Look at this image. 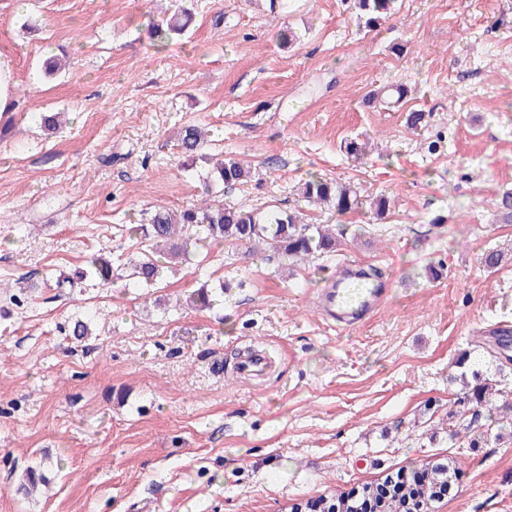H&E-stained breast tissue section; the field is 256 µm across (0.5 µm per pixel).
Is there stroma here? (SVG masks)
Masks as SVG:
<instances>
[{
	"instance_id": "stroma-1",
	"label": "stroma",
	"mask_w": 512,
	"mask_h": 512,
	"mask_svg": "<svg viewBox=\"0 0 512 512\" xmlns=\"http://www.w3.org/2000/svg\"><path fill=\"white\" fill-rule=\"evenodd\" d=\"M398 6L371 32L347 0H0L17 82L0 115V512H290L451 460L434 512H512V431L472 448L447 418L463 353L512 392L488 336L512 325V224L495 221L512 190V0ZM183 9L186 32L154 41ZM50 55L66 67L49 76ZM400 83L402 102L376 100ZM47 112L65 113L58 132ZM187 124L209 130V157L258 174L228 201L297 209L318 174L390 197L391 212L312 210L344 241L302 263L214 243L156 287L56 296L54 277L92 254L137 253L143 212L201 198L205 164L175 140ZM351 137L373 152L348 159ZM492 248L504 257L490 271ZM346 260L391 290L341 327L317 290ZM207 281L223 302L188 307ZM251 350L270 364L259 380L236 371ZM36 466L47 493L17 494Z\"/></svg>"
}]
</instances>
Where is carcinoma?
Returning <instances> with one entry per match:
<instances>
[{"instance_id": "cac0c4a2", "label": "carcinoma", "mask_w": 512, "mask_h": 512, "mask_svg": "<svg viewBox=\"0 0 512 512\" xmlns=\"http://www.w3.org/2000/svg\"><path fill=\"white\" fill-rule=\"evenodd\" d=\"M359 22L369 30L386 24L394 15L397 0H350ZM205 134L197 126L184 127L178 143L183 154L202 156ZM254 178L251 167L243 162L226 158L215 163L203 177L201 202L180 212L159 207L150 213L143 229V259L131 266L129 278L141 287L156 284L165 265L182 257L188 258L191 248L202 243L224 242L230 245H249L255 249L266 243L281 257L290 261H304L336 249V234L329 224H311L299 210L271 208L265 211L248 210L242 206L224 204L210 198L214 188L233 190L247 185ZM298 195L307 206H326L342 217L362 205L354 186L339 183L319 175H312L298 187ZM499 221L512 223V192L506 191L497 203ZM94 277L104 284L114 282L112 258L100 253L87 261V268L76 272V277L59 276L56 280L58 295L75 287V280ZM224 294V282L211 287L202 286L190 294L189 302L200 308L214 305L215 297ZM474 385L456 393L448 405V435L466 434L474 445L484 433L499 423L495 408L488 395L497 384L485 377L482 360L471 362ZM434 501V488L421 484L410 488L408 496L389 499L382 512H428Z\"/></svg>"}]
</instances>
